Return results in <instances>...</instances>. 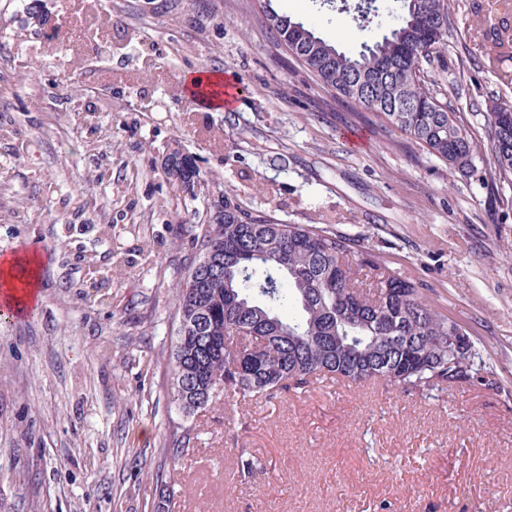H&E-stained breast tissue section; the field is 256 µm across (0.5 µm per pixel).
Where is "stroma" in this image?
<instances>
[{"label": "stroma", "instance_id": "1", "mask_svg": "<svg viewBox=\"0 0 512 512\" xmlns=\"http://www.w3.org/2000/svg\"><path fill=\"white\" fill-rule=\"evenodd\" d=\"M46 4L45 30L66 34L94 8ZM272 5L348 48L381 34L321 0ZM94 9L96 38L63 45L0 0V252L29 244L43 262L33 313L0 317V467L14 470L0 512H155L160 472L180 490L169 512H512V186L489 188L485 158L460 176L373 113L315 111L314 77L273 50L259 0ZM501 17L496 0H451L423 64L437 83L460 80L448 104L482 140L488 99L512 107L498 77L512 53L490 57L482 41ZM100 40L111 58L96 57ZM203 66L243 80L233 111L181 92L178 75ZM170 154L193 192L166 172ZM220 194L378 253L466 330L495 388L422 397L326 381L247 405L244 427L219 405L193 418L192 450L170 468L171 285ZM78 196L95 222L76 220ZM99 346L108 357H91ZM242 449L261 463L248 476Z\"/></svg>", "mask_w": 512, "mask_h": 512}]
</instances>
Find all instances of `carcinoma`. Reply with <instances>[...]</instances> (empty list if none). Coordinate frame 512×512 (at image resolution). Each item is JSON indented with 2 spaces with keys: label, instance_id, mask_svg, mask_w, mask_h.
I'll return each mask as SVG.
<instances>
[{
  "label": "carcinoma",
  "instance_id": "carcinoma-1",
  "mask_svg": "<svg viewBox=\"0 0 512 512\" xmlns=\"http://www.w3.org/2000/svg\"><path fill=\"white\" fill-rule=\"evenodd\" d=\"M263 0L272 45L317 80L314 103L353 105L397 128L463 177L489 149L493 184L512 185V109L488 106L489 144L469 132L444 99L452 88L426 80L422 62L442 43L450 0H398L386 32L355 50L318 36ZM194 259L172 284L170 401L189 419L219 404L302 393L327 378L378 382L408 395L496 385L476 364L475 346L448 343V317L378 255L316 224H282L228 197L197 227ZM375 286L359 288L357 271ZM162 455H189L191 432L171 424Z\"/></svg>",
  "mask_w": 512,
  "mask_h": 512
}]
</instances>
